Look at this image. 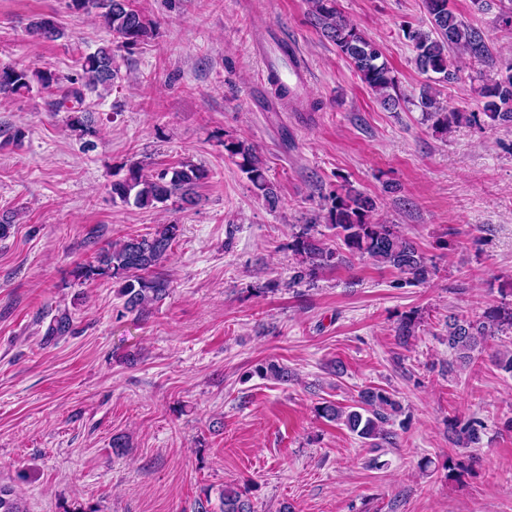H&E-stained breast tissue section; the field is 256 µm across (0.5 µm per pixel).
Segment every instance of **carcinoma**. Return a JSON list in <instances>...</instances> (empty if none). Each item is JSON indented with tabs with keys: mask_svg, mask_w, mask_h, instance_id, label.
Wrapping results in <instances>:
<instances>
[{
	"mask_svg": "<svg viewBox=\"0 0 512 512\" xmlns=\"http://www.w3.org/2000/svg\"><path fill=\"white\" fill-rule=\"evenodd\" d=\"M307 4L310 23L350 61L361 81L377 95L380 104L388 110L398 109L404 97L397 92L395 76L380 45L347 20L337 8V0H307ZM423 4L427 27L410 26L405 30L415 51L414 63L421 72L437 75L439 82H449L457 76L450 52L457 51L480 61L487 58L489 48L482 32L459 18L449 7L448 0H423ZM71 9L94 14L112 33L113 41L127 50L156 34V28L132 6L131 0H71ZM27 33L42 42L55 41L64 35L52 14H40L31 20ZM508 71L505 77L484 84L480 92L486 98L485 115L494 122L512 125V65ZM117 78L112 44H104L83 57L81 73L68 79L69 86L54 106L58 111L71 113L69 123L72 128L88 133L91 116L82 108L86 95L112 88ZM34 82L51 89L59 83V78L47 70L33 72L15 66L0 67L1 98L27 92ZM418 106L426 118L443 131L469 119L463 112H450L441 106L430 85L420 93ZM224 151L235 159L267 206L277 208L279 188L268 177L256 147L237 139L224 143ZM207 178L205 168L185 162L149 173L135 165L124 179L112 183V200L140 208L164 204L173 198L191 204L196 197V188ZM376 207L373 197L350 185L342 186L341 191L332 196L328 212V224L336 230V238L342 245L335 249L328 246L321 233L315 231L317 220H310L291 245L296 266L290 284H313L325 271L347 266L354 258H367L393 268L409 282L428 280L431 275L428 258L396 225L374 220ZM178 232L179 225L164 224L149 236L129 237L118 245L101 248L94 261L77 267L76 277L83 281L120 280L119 295L124 298V308L142 317L153 304L169 294V281L157 269L170 256ZM416 327L414 316L401 318L395 327L399 343L408 344L415 336ZM71 329V315L64 311L50 320L45 336L51 341L69 334ZM508 332L512 333V299L490 307L472 319L450 312L445 322L448 349L454 352L461 365L470 362L474 352L485 350L490 340ZM256 374L288 380L287 369L274 362L260 365ZM400 411V404L389 393L370 387L359 392L352 406L325 401L318 407L320 417L343 424L374 448L380 447L378 441L390 440L386 426ZM481 430L482 422L475 418L464 423L457 419L448 420V432L467 447L479 443ZM220 501L221 512H254L246 492L234 487H225ZM0 512H23L12 488L4 485H0Z\"/></svg>",
	"mask_w": 512,
	"mask_h": 512,
	"instance_id": "cac0c4a2",
	"label": "carcinoma"
}]
</instances>
